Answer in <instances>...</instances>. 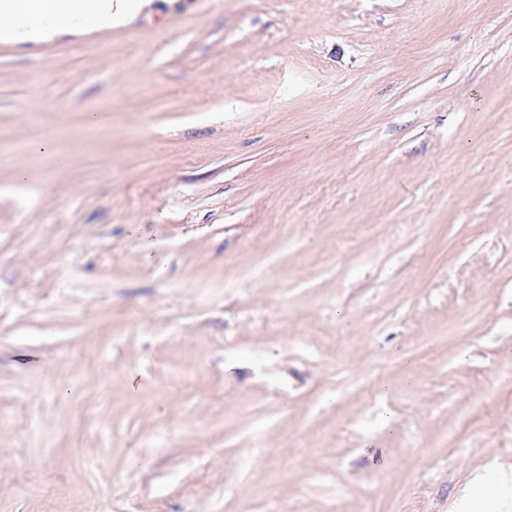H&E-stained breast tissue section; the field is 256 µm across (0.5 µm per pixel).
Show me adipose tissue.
Listing matches in <instances>:
<instances>
[{"instance_id":"obj_1","label":"adipose tissue","mask_w":512,"mask_h":512,"mask_svg":"<svg viewBox=\"0 0 512 512\" xmlns=\"http://www.w3.org/2000/svg\"><path fill=\"white\" fill-rule=\"evenodd\" d=\"M151 0H0V41L40 43L66 33L86 31L88 21L99 18L112 25L137 16ZM512 484V474L492 480L474 474L467 483L459 512H470L476 496L494 501L497 512H512V500L499 494Z\"/></svg>"}]
</instances>
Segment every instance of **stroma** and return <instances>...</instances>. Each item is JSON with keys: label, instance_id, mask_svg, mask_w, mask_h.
I'll return each instance as SVG.
<instances>
[{"label": "stroma", "instance_id": "stroma-1", "mask_svg": "<svg viewBox=\"0 0 512 512\" xmlns=\"http://www.w3.org/2000/svg\"><path fill=\"white\" fill-rule=\"evenodd\" d=\"M507 457L512 0L0 43V512H449Z\"/></svg>", "mask_w": 512, "mask_h": 512}]
</instances>
